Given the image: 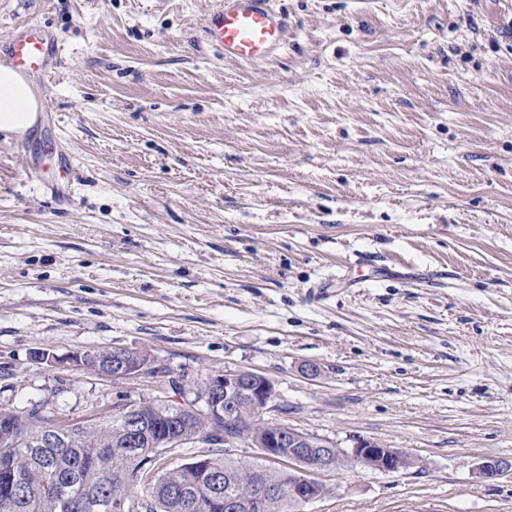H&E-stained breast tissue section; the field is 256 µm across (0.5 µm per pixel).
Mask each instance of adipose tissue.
<instances>
[{"mask_svg": "<svg viewBox=\"0 0 512 512\" xmlns=\"http://www.w3.org/2000/svg\"><path fill=\"white\" fill-rule=\"evenodd\" d=\"M41 108L29 80L12 66H0V132L26 134L37 124Z\"/></svg>", "mask_w": 512, "mask_h": 512, "instance_id": "adipose-tissue-1", "label": "adipose tissue"}]
</instances>
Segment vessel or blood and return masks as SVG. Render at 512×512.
Masks as SVG:
<instances>
[{
	"instance_id": "vessel-or-blood-1",
	"label": "vessel or blood",
	"mask_w": 512,
	"mask_h": 512,
	"mask_svg": "<svg viewBox=\"0 0 512 512\" xmlns=\"http://www.w3.org/2000/svg\"><path fill=\"white\" fill-rule=\"evenodd\" d=\"M205 32L226 58L250 63L273 54L287 34V22L271 0H217L205 18ZM53 51L44 31L27 25L10 45L11 64L24 73L37 72Z\"/></svg>"
}]
</instances>
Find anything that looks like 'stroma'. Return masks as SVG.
<instances>
[{
    "instance_id": "1",
    "label": "stroma",
    "mask_w": 512,
    "mask_h": 512,
    "mask_svg": "<svg viewBox=\"0 0 512 512\" xmlns=\"http://www.w3.org/2000/svg\"><path fill=\"white\" fill-rule=\"evenodd\" d=\"M214 2L0 0V52L59 48L41 121L0 133V404L161 393L39 349L251 370L267 421L411 456L304 512H512L475 475L512 459V0H272L287 38L249 65L205 40Z\"/></svg>"
}]
</instances>
